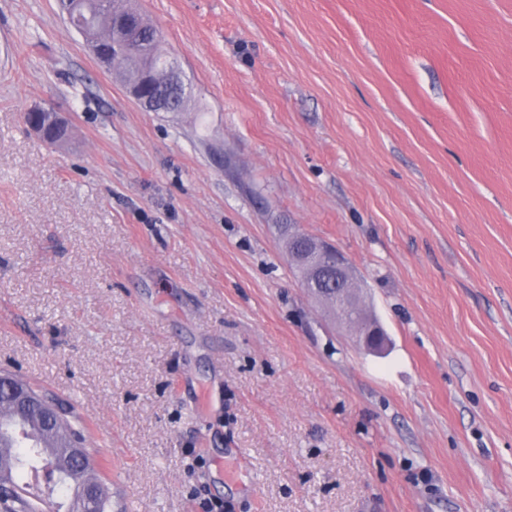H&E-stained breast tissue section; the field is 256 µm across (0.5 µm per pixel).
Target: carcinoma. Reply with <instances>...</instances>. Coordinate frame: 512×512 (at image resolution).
<instances>
[{
    "label": "carcinoma",
    "mask_w": 512,
    "mask_h": 512,
    "mask_svg": "<svg viewBox=\"0 0 512 512\" xmlns=\"http://www.w3.org/2000/svg\"><path fill=\"white\" fill-rule=\"evenodd\" d=\"M71 24L92 39L112 38L114 19L128 16L143 31L149 51L160 53L161 31L122 9L121 0H69ZM159 107L165 112L180 111L181 101L164 84L154 88ZM33 398V404L18 409L0 394V512H36L48 499L54 512H110L109 488L93 473V459L100 449L87 445V428L79 419L57 405L53 395L18 381ZM55 411V423L45 424L46 414ZM80 445L84 463L73 462L71 447ZM100 487V495L90 500L89 486Z\"/></svg>",
    "instance_id": "obj_1"
}]
</instances>
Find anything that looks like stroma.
<instances>
[{
	"label": "stroma",
	"mask_w": 512,
	"mask_h": 512,
	"mask_svg": "<svg viewBox=\"0 0 512 512\" xmlns=\"http://www.w3.org/2000/svg\"><path fill=\"white\" fill-rule=\"evenodd\" d=\"M133 2L182 111L0 0V373L75 406L112 512H512V0ZM154 71L162 73L166 78L165 84L176 88L182 95V99L185 98L186 92L183 80L170 61L166 59L159 60L155 64ZM165 84H158L154 88L156 101L159 104V107L163 109L155 112H179L181 110V100H178L174 92ZM152 65H148L143 71L138 74V77L135 81H138L135 85L130 87V95L135 101H138L145 108L149 109L151 106H155V104L149 102V95L147 94V90L154 86L155 75L154 72L148 73L151 71ZM37 116H41L42 119L41 117L37 118ZM25 120L31 129L43 139L47 136L49 126L58 128L65 127V122L57 115L56 112L42 107H36L28 111ZM310 248V251L302 253V261L311 272V275L305 280L304 288L314 296L319 293L317 281L314 277L316 270L328 268L335 274L336 278L329 272L320 274L319 288H326V290L336 288V280L342 283L353 276L345 256L332 245L314 240ZM332 299L345 310L341 323L350 335L356 336L357 342L373 354H383L388 344L385 332L375 319L367 315L356 297L350 292L339 290ZM350 313L353 315L352 320L348 317Z\"/></svg>",
	"instance_id": "35a3bbf8"
}]
</instances>
